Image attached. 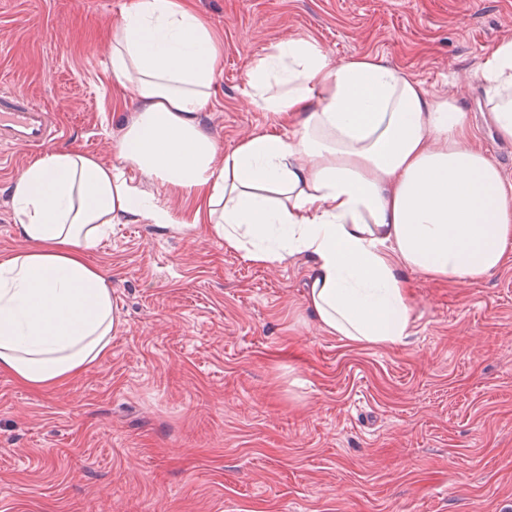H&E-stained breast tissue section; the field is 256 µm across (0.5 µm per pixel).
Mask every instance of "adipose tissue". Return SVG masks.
Masks as SVG:
<instances>
[{
	"label": "adipose tissue",
	"mask_w": 512,
	"mask_h": 512,
	"mask_svg": "<svg viewBox=\"0 0 512 512\" xmlns=\"http://www.w3.org/2000/svg\"><path fill=\"white\" fill-rule=\"evenodd\" d=\"M219 59L181 0H133L115 22L109 70L138 110L119 163L51 148L14 179L27 247L0 254V373L49 389L106 356L122 319L91 256L122 221L171 223L164 189L200 195L202 226L253 265L306 256L310 315L352 345L412 335L406 273L475 283L512 261V181L454 99L377 56L338 63L293 36L248 70L249 104L278 129L225 151L200 121ZM477 77L497 135L512 140V38Z\"/></svg>",
	"instance_id": "adipose-tissue-1"
}]
</instances>
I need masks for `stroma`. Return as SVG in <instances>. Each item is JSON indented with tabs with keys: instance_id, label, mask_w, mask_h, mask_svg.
Instances as JSON below:
<instances>
[{
	"instance_id": "35a3bbf8",
	"label": "stroma",
	"mask_w": 512,
	"mask_h": 512,
	"mask_svg": "<svg viewBox=\"0 0 512 512\" xmlns=\"http://www.w3.org/2000/svg\"><path fill=\"white\" fill-rule=\"evenodd\" d=\"M132 0H0V91L55 114L61 146L119 163L137 110L108 69ZM223 57L201 114L222 148L278 126L247 105L252 60L296 34L335 62L369 53L455 99L512 180V142L476 78L512 35V0H187ZM9 197L33 154L0 148ZM174 226L113 225L94 254L123 320L70 383L0 373V512H512V262L476 283L408 280L414 332L353 346L304 303L309 263L259 268L166 193Z\"/></svg>"
}]
</instances>
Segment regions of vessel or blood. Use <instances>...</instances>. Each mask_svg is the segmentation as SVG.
Wrapping results in <instances>:
<instances>
[{"instance_id":"obj_1","label":"vessel or blood","mask_w":512,"mask_h":512,"mask_svg":"<svg viewBox=\"0 0 512 512\" xmlns=\"http://www.w3.org/2000/svg\"><path fill=\"white\" fill-rule=\"evenodd\" d=\"M60 133L49 112L39 105L20 93L0 92V138L27 149H38L59 139Z\"/></svg>"}]
</instances>
